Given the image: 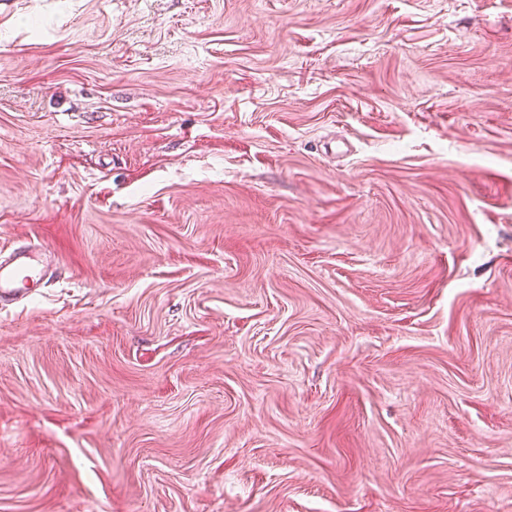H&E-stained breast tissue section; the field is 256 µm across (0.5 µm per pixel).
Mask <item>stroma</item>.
<instances>
[{
	"label": "stroma",
	"mask_w": 512,
	"mask_h": 512,
	"mask_svg": "<svg viewBox=\"0 0 512 512\" xmlns=\"http://www.w3.org/2000/svg\"><path fill=\"white\" fill-rule=\"evenodd\" d=\"M0 512H512V0H0ZM51 251L43 246L24 244L0 260V304L7 306L18 296L26 295L27 286L47 279Z\"/></svg>",
	"instance_id": "1"
}]
</instances>
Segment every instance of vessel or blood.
<instances>
[{
  "mask_svg": "<svg viewBox=\"0 0 512 512\" xmlns=\"http://www.w3.org/2000/svg\"><path fill=\"white\" fill-rule=\"evenodd\" d=\"M52 256L42 245L24 244L0 259V304L8 305L26 295L29 285L46 280Z\"/></svg>",
  "mask_w": 512,
  "mask_h": 512,
  "instance_id": "1",
  "label": "vessel or blood"
}]
</instances>
